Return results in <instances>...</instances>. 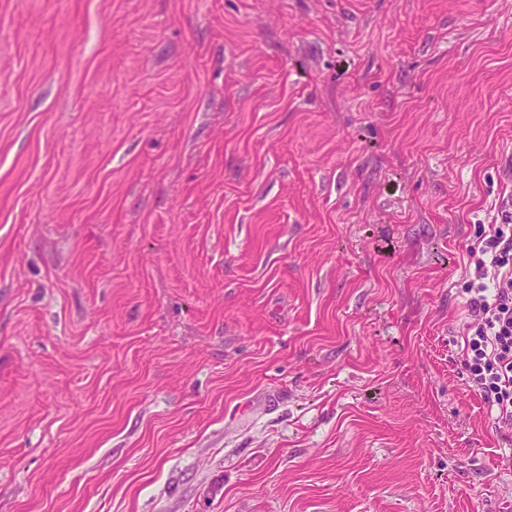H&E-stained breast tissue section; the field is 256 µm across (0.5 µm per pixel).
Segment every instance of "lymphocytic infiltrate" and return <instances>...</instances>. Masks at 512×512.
Wrapping results in <instances>:
<instances>
[{
	"label": "lymphocytic infiltrate",
	"instance_id": "1",
	"mask_svg": "<svg viewBox=\"0 0 512 512\" xmlns=\"http://www.w3.org/2000/svg\"><path fill=\"white\" fill-rule=\"evenodd\" d=\"M468 254L475 270L458 330L462 355L495 428H512V208L499 209Z\"/></svg>",
	"mask_w": 512,
	"mask_h": 512
}]
</instances>
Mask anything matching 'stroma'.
Returning <instances> with one entry per match:
<instances>
[{"label": "stroma", "instance_id": "35a3bbf8", "mask_svg": "<svg viewBox=\"0 0 512 512\" xmlns=\"http://www.w3.org/2000/svg\"><path fill=\"white\" fill-rule=\"evenodd\" d=\"M508 198L512 0H0V512H501ZM504 204L468 246L475 270L466 281L457 335L470 379L494 410L496 430L512 428V208Z\"/></svg>", "mask_w": 512, "mask_h": 512}]
</instances>
